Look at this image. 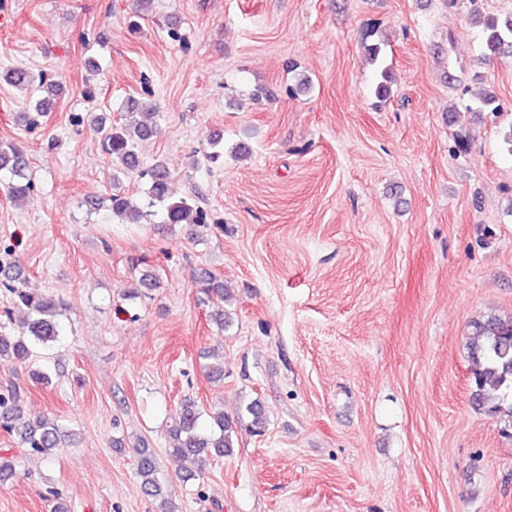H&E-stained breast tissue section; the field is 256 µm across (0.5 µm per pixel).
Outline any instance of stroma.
<instances>
[{
    "mask_svg": "<svg viewBox=\"0 0 512 512\" xmlns=\"http://www.w3.org/2000/svg\"><path fill=\"white\" fill-rule=\"evenodd\" d=\"M132 4L0 0V71L63 86L29 131V95L0 83V142L25 146L36 184L23 203L0 187V260L66 304L57 341L29 368L0 364V383L79 436L51 463L18 454L0 512H50L49 487L71 512H156L122 435L148 442L180 512H512V437L472 405L468 357L474 320L512 314V112L474 109L482 87L512 102V61L481 63L463 2L154 0L135 32ZM378 39L385 101L362 48ZM145 97L159 134L140 160L211 209L197 238L159 212L113 221L112 165L72 122H119ZM145 257L161 286L123 301ZM204 271L235 289L226 331ZM212 350L220 380L202 368ZM188 398L229 414L260 401L268 430L182 482L167 428Z\"/></svg>",
    "mask_w": 512,
    "mask_h": 512,
    "instance_id": "1",
    "label": "stroma"
}]
</instances>
